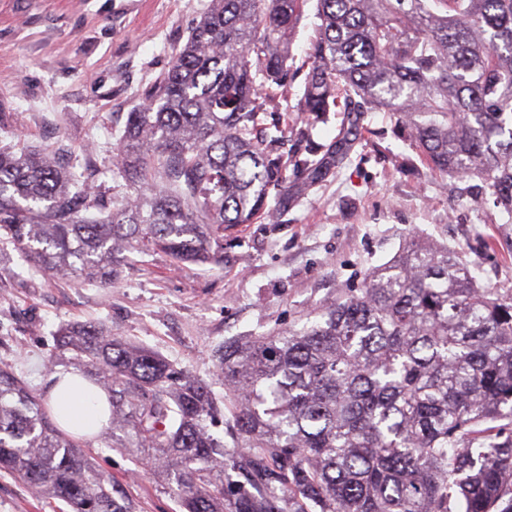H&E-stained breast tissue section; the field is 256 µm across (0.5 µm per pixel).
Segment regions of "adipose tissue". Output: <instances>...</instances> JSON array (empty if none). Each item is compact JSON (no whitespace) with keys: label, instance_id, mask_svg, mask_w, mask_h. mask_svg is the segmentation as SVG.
Masks as SVG:
<instances>
[{"label":"adipose tissue","instance_id":"obj_1","mask_svg":"<svg viewBox=\"0 0 512 512\" xmlns=\"http://www.w3.org/2000/svg\"><path fill=\"white\" fill-rule=\"evenodd\" d=\"M50 401L53 406L63 409L67 417L64 425L67 431H95L107 421L105 394L80 376L67 374L54 382Z\"/></svg>","mask_w":512,"mask_h":512}]
</instances>
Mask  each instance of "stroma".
I'll return each mask as SVG.
<instances>
[{"mask_svg":"<svg viewBox=\"0 0 512 512\" xmlns=\"http://www.w3.org/2000/svg\"><path fill=\"white\" fill-rule=\"evenodd\" d=\"M210 0H0V146L48 153L67 167L90 161L112 198L117 115L142 105L200 21ZM342 163L314 179L289 177L274 222L241 227L224 241L223 265L175 266L161 252L128 254L102 287L30 270L0 249V366L41 392L55 372L58 330L102 325L206 380L229 340L266 336L321 308L337 289L360 287L408 237L458 252L480 283L512 288V224L479 205L460 181L444 182L417 159L396 121L368 113ZM94 465L123 485L136 512H181L174 481L138 467L126 448L92 440ZM55 501L0 474V512H55Z\"/></svg>","mask_w":512,"mask_h":512,"instance_id":"stroma-1","label":"stroma"}]
</instances>
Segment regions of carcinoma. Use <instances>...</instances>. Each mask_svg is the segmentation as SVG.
Listing matches in <instances>:
<instances>
[{
  "label": "carcinoma",
  "mask_w": 512,
  "mask_h": 512,
  "mask_svg": "<svg viewBox=\"0 0 512 512\" xmlns=\"http://www.w3.org/2000/svg\"><path fill=\"white\" fill-rule=\"evenodd\" d=\"M315 2L301 138L345 112L343 158L366 112H390L419 160L478 180L512 224V0H210L146 103L126 113L105 211L89 165L0 147V242L35 267L101 285L129 251L221 264L224 233L274 218L288 118L260 117ZM135 186L125 191L124 183ZM203 380L95 325H70L50 363L108 396V424L75 435L0 368V471L59 512H132L83 452L89 437L174 473L183 512H512V289L414 237L300 326L215 350ZM230 425L237 448L214 429ZM231 470L244 484L225 480Z\"/></svg>",
  "instance_id": "carcinoma-1"
}]
</instances>
